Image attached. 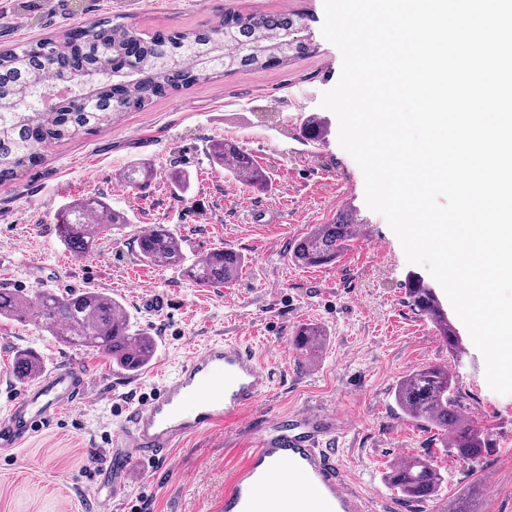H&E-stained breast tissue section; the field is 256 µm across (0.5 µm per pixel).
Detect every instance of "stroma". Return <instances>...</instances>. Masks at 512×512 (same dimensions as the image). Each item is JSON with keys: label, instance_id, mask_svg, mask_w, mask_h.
<instances>
[{"label": "stroma", "instance_id": "35a3bbf8", "mask_svg": "<svg viewBox=\"0 0 512 512\" xmlns=\"http://www.w3.org/2000/svg\"><path fill=\"white\" fill-rule=\"evenodd\" d=\"M229 8L300 15L296 36L314 44V52L152 100L111 129L47 146L40 164L0 184V285L30 295L43 288L99 289L123 303L136 329L158 344L147 369L130 376L34 326L0 321V410L24 387L12 372L20 349L38 351L49 370L82 362L95 380L88 399L54 424L19 447L0 448V512H102L98 474L127 405L220 338L250 346L273 374L258 411L336 412L338 452L373 512H444L449 500L489 484L496 494L479 495L475 512H512V395L490 389L467 329L459 331L466 354L453 362L433 325L407 304L409 277L428 284L433 278L408 263L385 217L367 207L363 172L338 142L335 114L320 105L342 65L339 49L321 31L323 0H0V49L61 37L110 16L152 34L191 31L215 25ZM311 114L326 126L316 143L302 129ZM224 139L239 143L268 172L265 189H251L212 162V144ZM135 162L151 166L154 176L132 187L123 174ZM176 170L189 173L188 186L172 179ZM93 195L124 212L128 223L101 234L90 255L76 258L61 244L54 216ZM343 208L368 228L370 242H351L330 266L293 263L291 244ZM156 224L168 225L190 257L216 248L241 252L246 264L238 279L202 287L177 271L146 265L137 239ZM158 296L167 300L166 310H146L145 300ZM309 322L327 332L313 361L291 345L295 328ZM448 363L461 412L492 443L468 464L455 460L441 432L403 417L393 401L401 377ZM249 444L237 422L227 421L180 444L155 471L130 466L127 495L109 512H222ZM400 448L429 454L447 476L434 500L407 502L384 482Z\"/></svg>", "mask_w": 512, "mask_h": 512}]
</instances>
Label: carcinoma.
<instances>
[{"mask_svg": "<svg viewBox=\"0 0 512 512\" xmlns=\"http://www.w3.org/2000/svg\"><path fill=\"white\" fill-rule=\"evenodd\" d=\"M298 20L299 16L290 13L244 16L229 10L212 28L146 37L123 23L98 20L70 37L0 51V183L37 165L44 144L102 130L115 117L138 110L153 97H165L229 72L284 64L313 52L314 46L291 38ZM79 49L92 75L53 110H42L43 89L64 79L66 63ZM303 130L308 140L318 142L325 134L324 122L307 119ZM213 153L230 176H246L248 186L255 189L267 186L269 173L240 146L226 141L214 145ZM92 218L101 232L127 224V217L102 199L70 204L57 215V234L77 256L92 249ZM357 226L356 216L343 211L333 223L317 224L295 242L291 258L305 267L333 264L354 239ZM137 247L146 264L175 269L204 287L231 283L244 265V256L231 249L188 259L182 241L163 224L141 236ZM407 299L416 315L435 326L448 353L460 356L461 337L435 291L414 279L407 288ZM0 318L32 320L58 341L93 349L133 376L146 369L155 355L154 337L133 330L122 303L97 289L41 290L34 303L23 292L0 286ZM322 343L323 331L312 323L299 325L292 337V345L302 352H315ZM41 368L37 354L17 353L14 371L18 377L29 379ZM455 389L447 368L425 365L397 382L394 403L406 418L443 432L456 458L471 462L481 457L490 441L474 419L462 414ZM386 481L405 500L424 502L438 494L444 477L430 459L416 456L405 467L390 468Z\"/></svg>", "mask_w": 512, "mask_h": 512, "instance_id": "obj_1", "label": "carcinoma"}]
</instances>
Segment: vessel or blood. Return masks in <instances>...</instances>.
<instances>
[{
    "label": "vessel or blood",
    "instance_id": "b4317fda",
    "mask_svg": "<svg viewBox=\"0 0 512 512\" xmlns=\"http://www.w3.org/2000/svg\"><path fill=\"white\" fill-rule=\"evenodd\" d=\"M91 385V373L70 364L22 390L0 415V446L14 448L39 433L85 400ZM271 388L270 372L237 342L221 339L192 353L145 401L129 408L115 430L101 470L113 498L122 495L132 462L156 463L185 439L236 419L252 451L224 493L223 512H367L366 498L353 489L330 446L336 413L305 408L287 416L253 415ZM276 477L283 490L261 496Z\"/></svg>",
    "mask_w": 512,
    "mask_h": 512
}]
</instances>
